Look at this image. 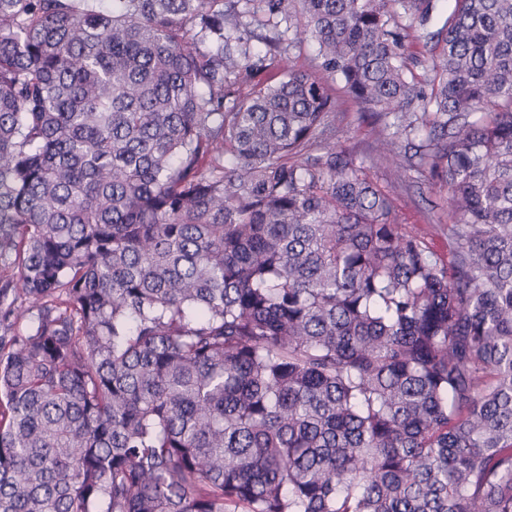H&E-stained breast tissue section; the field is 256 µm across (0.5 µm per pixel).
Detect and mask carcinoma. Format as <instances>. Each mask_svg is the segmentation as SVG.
Here are the masks:
<instances>
[{"label": "carcinoma", "instance_id": "carcinoma-1", "mask_svg": "<svg viewBox=\"0 0 512 512\" xmlns=\"http://www.w3.org/2000/svg\"><path fill=\"white\" fill-rule=\"evenodd\" d=\"M0 0V512H512V0ZM448 253L332 143L334 85ZM404 186L398 187L393 195L397 209L404 224H415L417 229L432 239L439 252L446 253L448 240L435 226L436 220L430 212L425 200H437L441 203L445 192L429 185L424 178H419L415 172H407Z\"/></svg>", "mask_w": 512, "mask_h": 512}]
</instances>
